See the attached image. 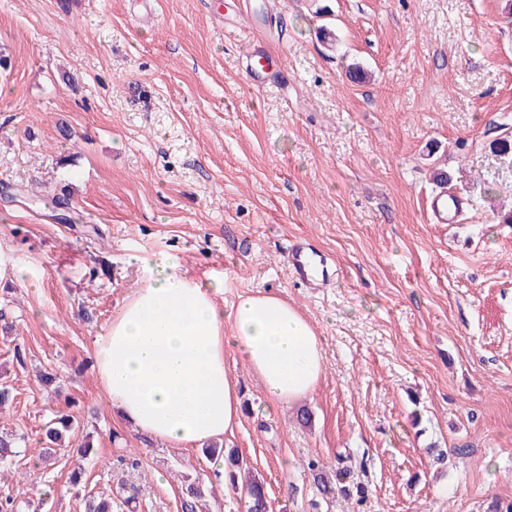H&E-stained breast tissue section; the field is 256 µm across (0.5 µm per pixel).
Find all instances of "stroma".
Masks as SVG:
<instances>
[{
	"label": "stroma",
	"instance_id": "stroma-1",
	"mask_svg": "<svg viewBox=\"0 0 512 512\" xmlns=\"http://www.w3.org/2000/svg\"><path fill=\"white\" fill-rule=\"evenodd\" d=\"M0 53V249L40 277L0 283V435L18 441L0 503L181 512L184 481L214 471L123 423L94 368L143 274L129 256L173 253L222 274L225 305L278 294L322 338L324 379L290 407L226 358L242 417L224 450L270 512L512 504V0H0ZM437 168L458 223L431 214ZM63 188L69 221L30 203ZM300 238L329 286L291 279ZM60 411L81 428L45 462ZM313 460L359 469L368 499L322 501Z\"/></svg>",
	"mask_w": 512,
	"mask_h": 512
}]
</instances>
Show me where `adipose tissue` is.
<instances>
[{"mask_svg": "<svg viewBox=\"0 0 512 512\" xmlns=\"http://www.w3.org/2000/svg\"><path fill=\"white\" fill-rule=\"evenodd\" d=\"M224 280L159 257L94 339L98 380L141 435L189 450L233 434L241 417L225 358H241L268 398L286 405L319 386L320 336L286 299L256 292L224 304Z\"/></svg>", "mask_w": 512, "mask_h": 512, "instance_id": "1", "label": "adipose tissue"}]
</instances>
